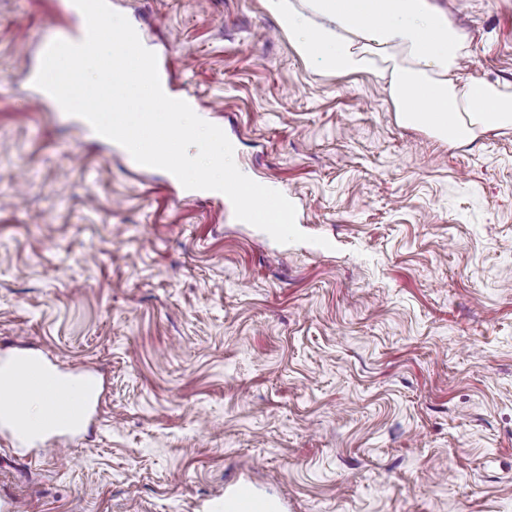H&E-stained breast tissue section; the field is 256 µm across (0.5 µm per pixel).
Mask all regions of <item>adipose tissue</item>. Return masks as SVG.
<instances>
[{
  "mask_svg": "<svg viewBox=\"0 0 512 512\" xmlns=\"http://www.w3.org/2000/svg\"><path fill=\"white\" fill-rule=\"evenodd\" d=\"M303 58L384 83L400 125L457 146L512 129V84L462 80L467 33L432 0H264Z\"/></svg>",
  "mask_w": 512,
  "mask_h": 512,
  "instance_id": "adipose-tissue-1",
  "label": "adipose tissue"
}]
</instances>
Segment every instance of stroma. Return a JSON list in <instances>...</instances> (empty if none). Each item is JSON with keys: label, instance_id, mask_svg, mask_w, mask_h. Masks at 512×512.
Here are the masks:
<instances>
[{"label": "stroma", "instance_id": "stroma-1", "mask_svg": "<svg viewBox=\"0 0 512 512\" xmlns=\"http://www.w3.org/2000/svg\"><path fill=\"white\" fill-rule=\"evenodd\" d=\"M460 74L512 83V0H436ZM307 243L190 201L34 102L56 0H0V358L107 394L56 452L0 427L20 512H512V130L452 147L381 79L302 59L262 0H112ZM329 247L316 245V238ZM224 501H230L236 510L225 512H282V503L262 493L248 481L232 480L224 487Z\"/></svg>", "mask_w": 512, "mask_h": 512}]
</instances>
